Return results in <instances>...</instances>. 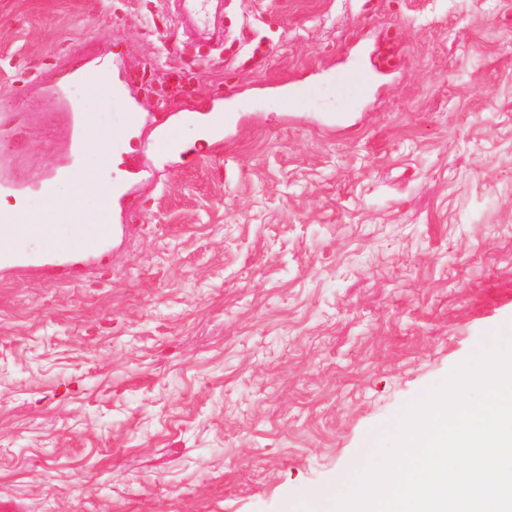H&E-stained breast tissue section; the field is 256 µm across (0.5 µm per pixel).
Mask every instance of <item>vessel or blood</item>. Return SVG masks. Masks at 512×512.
Returning a JSON list of instances; mask_svg holds the SVG:
<instances>
[{"label": "vessel or blood", "instance_id": "b4317fda", "mask_svg": "<svg viewBox=\"0 0 512 512\" xmlns=\"http://www.w3.org/2000/svg\"><path fill=\"white\" fill-rule=\"evenodd\" d=\"M71 80L86 84H96L108 81L112 87L114 104L123 106L126 111L128 128H135L141 113L136 102L129 100L124 92L122 77L116 76L111 69L98 64H85L70 74ZM371 76L359 65H353L338 71L333 79L331 93L336 101L345 106H352L369 87ZM59 107L69 117V149L66 162L55 168L50 174L35 181H27L12 172L11 157L8 153L0 152V195L16 200L23 199L31 193L39 194L45 206L51 207L56 203L57 186L64 180L86 178L87 173L75 161L78 149L83 145L87 136H95L102 146V161H109L116 140L107 128L94 125L89 116L71 102L66 84L55 85L52 93ZM181 140L177 129L162 128L154 144L155 150L162 156H173L181 150ZM122 187L110 185L97 199L92 210L83 211L82 224L72 232V237L64 250H56L53 236L44 225L29 224L21 231H13L16 220L15 213L0 212V230L10 232L8 243L0 245V269L25 270L35 268L45 276L55 273L69 274L74 270L73 258L90 256L98 252L112 230V204L121 194ZM38 240L43 253L38 259H29L22 249L25 241Z\"/></svg>", "mask_w": 512, "mask_h": 512}]
</instances>
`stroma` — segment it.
Wrapping results in <instances>:
<instances>
[{
  "label": "stroma",
  "mask_w": 512,
  "mask_h": 512,
  "mask_svg": "<svg viewBox=\"0 0 512 512\" xmlns=\"http://www.w3.org/2000/svg\"><path fill=\"white\" fill-rule=\"evenodd\" d=\"M208 4L201 60L167 0H0L17 174L63 160L75 67L143 111L83 279L0 278V512H281L512 323V0ZM384 38L406 56L379 70ZM354 63L374 79L343 109ZM219 101L210 156H153L163 125L198 149L185 115ZM70 81H80L86 84H96L104 81L112 86V99L115 105H121L126 110V124L128 128L136 127L141 113L136 102L129 100L124 92L122 82L124 80L120 75L116 76L111 69L103 67L99 64H85L70 73ZM370 80V73L365 68L351 65L336 72L331 93L338 103L351 107L366 92Z\"/></svg>",
  "instance_id": "35a3bbf8"
}]
</instances>
